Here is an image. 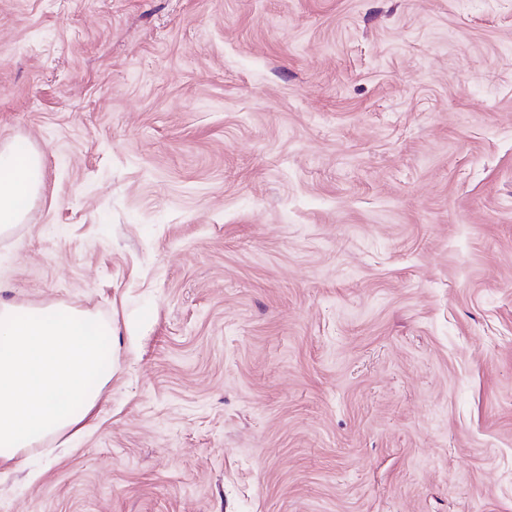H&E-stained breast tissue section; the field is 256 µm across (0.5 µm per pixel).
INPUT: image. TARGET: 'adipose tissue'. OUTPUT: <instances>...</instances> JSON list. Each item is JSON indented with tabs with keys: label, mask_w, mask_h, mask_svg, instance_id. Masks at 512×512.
<instances>
[{
	"label": "adipose tissue",
	"mask_w": 512,
	"mask_h": 512,
	"mask_svg": "<svg viewBox=\"0 0 512 512\" xmlns=\"http://www.w3.org/2000/svg\"><path fill=\"white\" fill-rule=\"evenodd\" d=\"M38 153L0 148V236L23 222L41 187ZM112 326L73 307L0 301V465L47 436L80 432L110 379Z\"/></svg>",
	"instance_id": "obj_1"
}]
</instances>
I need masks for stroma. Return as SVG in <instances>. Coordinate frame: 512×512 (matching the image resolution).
Returning a JSON list of instances; mask_svg holds the SVG:
<instances>
[{"instance_id":"obj_1","label":"stroma","mask_w":512,"mask_h":512,"mask_svg":"<svg viewBox=\"0 0 512 512\" xmlns=\"http://www.w3.org/2000/svg\"><path fill=\"white\" fill-rule=\"evenodd\" d=\"M6 142L112 377L0 512H512V0H0Z\"/></svg>"}]
</instances>
